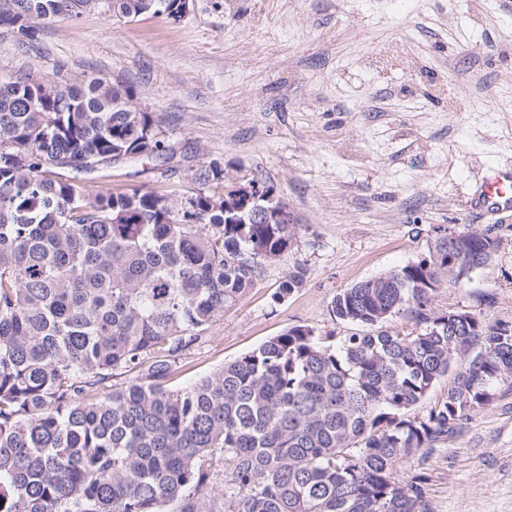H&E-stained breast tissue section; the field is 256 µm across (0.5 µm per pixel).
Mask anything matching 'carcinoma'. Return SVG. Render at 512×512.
<instances>
[{
    "label": "carcinoma",
    "mask_w": 512,
    "mask_h": 512,
    "mask_svg": "<svg viewBox=\"0 0 512 512\" xmlns=\"http://www.w3.org/2000/svg\"><path fill=\"white\" fill-rule=\"evenodd\" d=\"M175 0H0V28L86 13L133 20ZM0 75V512H432L397 464L448 438L512 384V321L439 315L436 291L483 270L499 241L446 230L427 258L337 293L336 338L289 327L192 384L189 350L296 243V225L226 224L151 190L86 189L121 145L173 157L128 86ZM224 181L217 164L194 182ZM290 271L273 300L303 284ZM394 316L414 322L389 332ZM450 377L446 396L410 410Z\"/></svg>",
    "instance_id": "cac0c4a2"
}]
</instances>
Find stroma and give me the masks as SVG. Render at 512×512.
Here are the masks:
<instances>
[{
    "mask_svg": "<svg viewBox=\"0 0 512 512\" xmlns=\"http://www.w3.org/2000/svg\"><path fill=\"white\" fill-rule=\"evenodd\" d=\"M29 49L0 34V74L66 65L135 86L174 149L110 169L116 192L182 195L218 162L262 179L288 205L297 242L260 276L176 372L184 387L294 325L335 331L340 291L426 256L440 230L491 232L492 263L439 288L437 314L512 321V211H470L487 173L512 164V0H192L112 21L40 26ZM301 288L273 296L289 271ZM420 474L433 512H512V386L401 479Z\"/></svg>",
    "mask_w": 512,
    "mask_h": 512,
    "instance_id": "stroma-1",
    "label": "stroma"
}]
</instances>
